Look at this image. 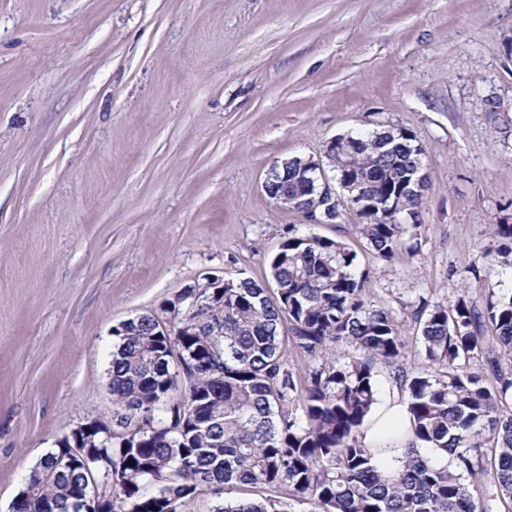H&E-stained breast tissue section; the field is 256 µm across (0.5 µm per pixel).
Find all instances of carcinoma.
Here are the masks:
<instances>
[{"label":"carcinoma","instance_id":"obj_1","mask_svg":"<svg viewBox=\"0 0 512 512\" xmlns=\"http://www.w3.org/2000/svg\"><path fill=\"white\" fill-rule=\"evenodd\" d=\"M398 130L342 135L349 145L327 158L371 201L356 219L382 260L415 235L426 197L406 190L424 148ZM285 192L299 197L296 213L322 211L293 165L269 179L270 198ZM395 196L403 209H385ZM495 235L501 263L511 264L512 224L496 225ZM355 260L343 240L293 225L270 261L274 287L231 280L205 321L168 299L160 305L168 336L155 335L154 312L114 328L119 427L94 434L87 457L66 449L67 465L57 464L58 447L45 455L28 476L21 510L70 502L95 466L103 512H180L200 492L224 500L217 512H512V292L463 291L451 304L423 305L425 366L409 370L403 325L392 310L367 304L368 275L355 272ZM338 343L346 346L339 355ZM290 348L307 366L288 359ZM381 368L393 370L414 434L393 472L382 468L385 449L360 435ZM423 448L448 453L449 464ZM244 488L268 494L225 498Z\"/></svg>","mask_w":512,"mask_h":512}]
</instances>
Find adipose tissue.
<instances>
[{
	"instance_id": "obj_1",
	"label": "adipose tissue",
	"mask_w": 512,
	"mask_h": 512,
	"mask_svg": "<svg viewBox=\"0 0 512 512\" xmlns=\"http://www.w3.org/2000/svg\"><path fill=\"white\" fill-rule=\"evenodd\" d=\"M364 442L372 447L385 446L383 455L390 465H397L412 436L411 423L405 407L397 398L377 402L362 430Z\"/></svg>"
}]
</instances>
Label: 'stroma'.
<instances>
[{
	"mask_svg": "<svg viewBox=\"0 0 512 512\" xmlns=\"http://www.w3.org/2000/svg\"><path fill=\"white\" fill-rule=\"evenodd\" d=\"M387 124L431 175L410 247L379 259L350 213L309 232L408 328L511 291L512 0H0V512L111 419L114 327L213 277L270 283L302 218L269 169Z\"/></svg>",
	"mask_w": 512,
	"mask_h": 512,
	"instance_id": "35a3bbf8",
	"label": "stroma"
}]
</instances>
